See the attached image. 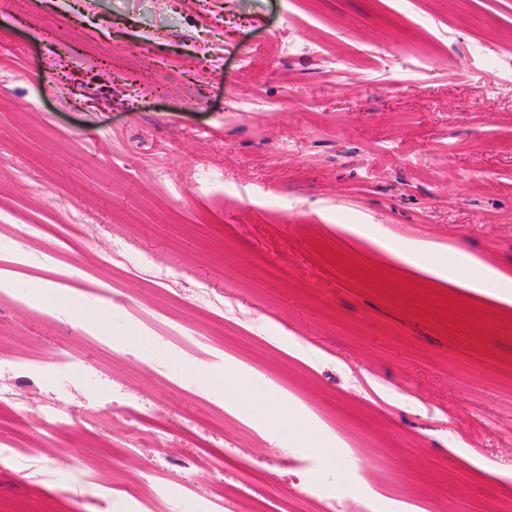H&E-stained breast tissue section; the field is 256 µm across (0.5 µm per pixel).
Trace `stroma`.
<instances>
[{
	"label": "stroma",
	"instance_id": "35a3bbf8",
	"mask_svg": "<svg viewBox=\"0 0 512 512\" xmlns=\"http://www.w3.org/2000/svg\"><path fill=\"white\" fill-rule=\"evenodd\" d=\"M479 264L512 279V0L0 11V512H512Z\"/></svg>",
	"mask_w": 512,
	"mask_h": 512
}]
</instances>
